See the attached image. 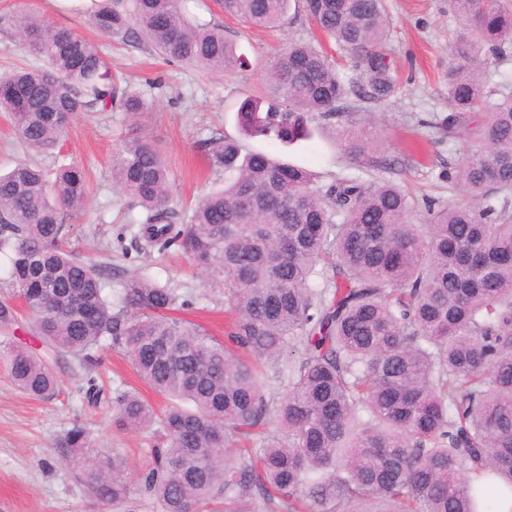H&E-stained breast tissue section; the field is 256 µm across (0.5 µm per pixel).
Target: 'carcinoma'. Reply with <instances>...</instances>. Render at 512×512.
<instances>
[{
	"label": "carcinoma",
	"instance_id": "carcinoma-1",
	"mask_svg": "<svg viewBox=\"0 0 512 512\" xmlns=\"http://www.w3.org/2000/svg\"><path fill=\"white\" fill-rule=\"evenodd\" d=\"M291 0H224L249 25L276 27ZM324 37L351 51L361 69L340 78L327 54L293 41L267 69L265 91L237 109L240 133L291 145L314 137L312 112L336 121L349 159L383 168L378 139L344 125L352 96L386 103L396 93L384 0H297ZM468 35L451 48L448 99L453 139L473 112L485 114L455 166L462 193L446 204L414 199L394 181L351 174L320 183L308 168L247 149L240 139L206 142L224 189L205 194L184 224L171 208L169 164L144 133L112 153V183L144 211L137 237L180 249L213 280L235 314L224 340L172 315L192 301L138 276L117 298L100 266L68 248L66 217L88 196L78 165L50 175L20 163L0 174V253L25 301L41 348L92 371L108 344L167 400L158 412L118 390V424L154 428L148 464L130 479L114 449L91 455L75 424L56 443L113 512L132 494L160 512H491L512 493V84L486 87L468 63L512 50V12L497 0H452ZM91 28L145 42L168 59L233 73L251 67L224 30L191 21L181 0L101 2ZM43 68L0 76L13 96L0 112L28 148L53 153L80 112L117 106L134 118L143 98L112 80L98 48L67 28L17 19ZM332 277L317 282L318 267ZM41 348L3 351L15 385L48 398L57 377ZM285 363L288 392L267 397L263 363ZM96 406L104 389L82 386Z\"/></svg>",
	"mask_w": 512,
	"mask_h": 512
}]
</instances>
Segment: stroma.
Listing matches in <instances>:
<instances>
[{"instance_id": "stroma-1", "label": "stroma", "mask_w": 512, "mask_h": 512, "mask_svg": "<svg viewBox=\"0 0 512 512\" xmlns=\"http://www.w3.org/2000/svg\"><path fill=\"white\" fill-rule=\"evenodd\" d=\"M391 19L388 52L398 71V88L385 105L355 101L349 122L361 126L371 119L382 136L381 155L401 160L395 181L405 184L414 198L440 201L458 195L447 174L457 163L462 141L448 138L438 125L452 112L448 102V56L462 22L450 0H385ZM189 14L223 25L251 61L246 70L231 74L192 68L158 55L146 44L104 37L87 24L80 0H0V75L37 64L16 20L37 15L46 24L65 27L96 44L108 61L114 80L138 93L149 110L139 123L125 112H84L71 123L55 154L41 155L23 147L10 122L0 115V173L27 161L53 169L79 164L89 179L88 203L70 216L73 249L102 267L113 290L135 275H148L170 284L193 299L181 316L223 337L232 315L224 306L221 285L191 266L178 249L165 253L137 250L134 235L141 209L112 186L110 162L120 140L140 130L166 156L173 173V204L187 216L202 194L222 188L224 177L207 164L206 139L217 134L238 135L236 109L246 96L257 93L276 53L291 41L315 35L306 17L288 19L279 29L252 27L225 12L221 0H187ZM318 131L312 140L275 147L281 159L305 166L322 183L353 174L380 181L386 174L354 164L333 140L334 128L313 118ZM59 387L48 400L34 399L14 385L7 361L0 358V512H105L72 465L57 457L56 441L73 423L83 424L94 444L125 455L133 470L149 459L147 433L125 429L115 421L110 404L87 405L78 391L85 372L76 360L54 366ZM95 375L107 388L131 387L154 407L162 399L135 375L127 358L103 348Z\"/></svg>"}]
</instances>
